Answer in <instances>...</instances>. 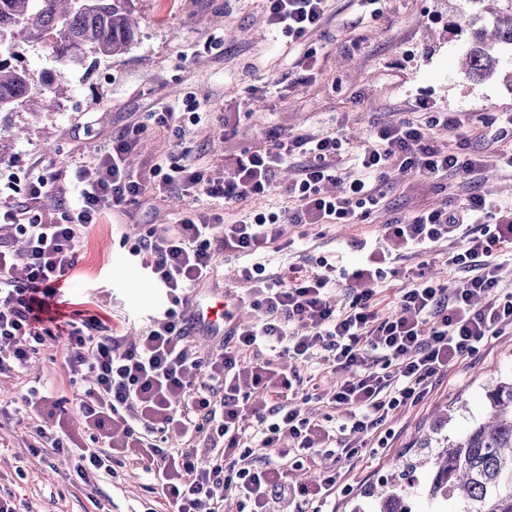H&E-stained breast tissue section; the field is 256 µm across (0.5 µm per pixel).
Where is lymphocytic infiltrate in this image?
I'll use <instances>...</instances> for the list:
<instances>
[{
  "mask_svg": "<svg viewBox=\"0 0 512 512\" xmlns=\"http://www.w3.org/2000/svg\"><path fill=\"white\" fill-rule=\"evenodd\" d=\"M325 0H268L270 26L301 42L324 16ZM135 140L118 137L89 164L76 167L72 197L60 218L37 203L56 181L39 175L24 187L22 205L0 207V225L24 242L14 250L0 241V374L21 372L45 338L66 339L70 377L91 375L78 402L88 439L65 427L38 431L43 458L66 452L76 457L73 480L90 483L128 461L143 465L150 489L165 512H224L235 495L267 512L269 498L286 501L288 512H324L342 484V468L357 463L369 446L387 447L386 424L403 409L423 402L433 382L463 361L477 342L512 323V290L503 285L500 256L512 254V206H496L473 193L453 209L429 208L385 224L383 243L353 239L360 261L336 266L320 258V269L291 266L267 273L263 262L240 270L244 297L256 316L233 324L214 352L203 357L190 344L191 289L214 277L219 251L257 253L272 241L276 213H253L237 224L221 225L217 215L196 213L158 234L147 231L133 244L148 278L167 300L147 330L131 343L109 335L104 318L64 320L54 307L62 282L78 261L81 233L145 190L126 167ZM342 143L332 133L301 135L273 150L239 160L224 181L205 177L175 161L155 164L161 186L234 202L265 194L293 153L308 155L288 194L297 201L296 224H355L380 202L378 182L391 158L404 174L466 176L491 166L488 157L438 145L423 126L401 121L376 127L355 160L356 178L339 181L331 160ZM339 184L336 193L326 185ZM495 223H486L488 214ZM440 241L448 244V267L468 272L463 287L417 279L401 290L396 306L383 312L378 288L388 275V251H413ZM346 283L349 303L337 307L332 290ZM329 353L343 381L325 391L315 376L275 370L270 353L307 362L313 350ZM267 404L251 406L253 391ZM327 401L346 410L345 420L329 426L312 419L305 406ZM261 424L251 433L244 417ZM203 439L200 448L171 455L170 441ZM260 441L274 458L254 457ZM318 455L330 469L311 485L288 484L287 466H303ZM231 467H224V460Z\"/></svg>",
  "mask_w": 512,
  "mask_h": 512,
  "instance_id": "lymphocytic-infiltrate-1",
  "label": "lymphocytic infiltrate"
}]
</instances>
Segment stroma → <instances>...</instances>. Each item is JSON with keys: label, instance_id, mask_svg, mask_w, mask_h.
Here are the masks:
<instances>
[{"label": "stroma", "instance_id": "obj_1", "mask_svg": "<svg viewBox=\"0 0 512 512\" xmlns=\"http://www.w3.org/2000/svg\"><path fill=\"white\" fill-rule=\"evenodd\" d=\"M141 19L137 42L127 53L67 81L56 111L20 109L0 114V128H26L20 140L0 141V202L21 201L28 176L72 171L92 160L122 135L137 140L127 165L146 185L135 202L114 211L112 221L90 228L79 240L75 276L60 293V310L108 316L115 335L141 334L164 299L147 279L133 241L147 228L170 229L196 212L217 213L231 224L251 213L273 212L276 241L266 258L269 272L295 265L315 267L327 257L346 264L356 255L351 239L381 237L382 226L424 207L456 205L480 192L512 204V168H488L480 180L460 174L430 177L399 173L390 162L380 183L378 206L357 224H292L294 201L288 186L301 156L285 164L271 190L235 203L205 195L186 196L153 188L152 168L169 154L211 178L233 176L238 160L280 140L305 133H336L343 148L336 173L346 176L374 127L408 119L422 124L433 112H464L470 118L469 151L494 155L512 141L487 134L501 112H512V81L496 74L482 82L455 75L457 54L448 41V20L461 0H327L322 24L309 37L318 50L316 77L301 80L296 66L302 47L289 46L267 22L266 0H134ZM170 104L172 129L156 128L147 114ZM447 243L427 245L393 259L396 273L380 286L381 306L391 311L409 276H427L459 286L465 273L449 270ZM512 375V325L478 344L473 355L438 379L423 403L397 413L388 447L368 451L363 465L350 468L333 512H369L365 491L390 477L395 457L428 456L418 442L425 434L454 438L488 411L485 394ZM68 402L66 428L86 436L76 400L81 381L70 380L63 339H49L22 372L0 375V492L12 493L21 512H163L158 494L146 490L138 463L118 467L114 478L85 485L69 481L73 463L64 454L43 462L31 454L38 426L54 419L2 417L30 387Z\"/></svg>", "mask_w": 512, "mask_h": 512}]
</instances>
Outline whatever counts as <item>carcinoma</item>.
<instances>
[{
	"label": "carcinoma",
	"instance_id": "1",
	"mask_svg": "<svg viewBox=\"0 0 512 512\" xmlns=\"http://www.w3.org/2000/svg\"><path fill=\"white\" fill-rule=\"evenodd\" d=\"M468 37L457 52L458 76L485 80L501 70L512 79V0H464ZM133 0H0V113L54 106L59 85L88 55L108 61L139 36ZM49 46V67L36 76L12 63L21 44ZM488 417L428 457L396 461L390 481L371 488L374 512H412L404 476L428 468L432 499L458 498V512H512V377L486 393Z\"/></svg>",
	"mask_w": 512,
	"mask_h": 512
}]
</instances>
